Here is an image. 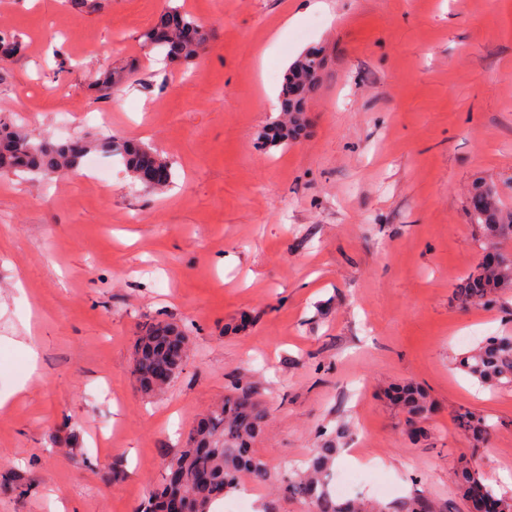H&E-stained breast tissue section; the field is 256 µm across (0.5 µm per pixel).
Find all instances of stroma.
<instances>
[{
    "instance_id": "1",
    "label": "stroma",
    "mask_w": 512,
    "mask_h": 512,
    "mask_svg": "<svg viewBox=\"0 0 512 512\" xmlns=\"http://www.w3.org/2000/svg\"><path fill=\"white\" fill-rule=\"evenodd\" d=\"M328 2L288 28L300 0H0V31L22 41L0 58V116L55 141L136 140L173 164L161 194L102 152L105 181L0 175V473L22 484L0 487V512H136L242 376L268 410L254 448L273 468L344 427L341 447L363 436L389 485L359 495L470 512L463 457L512 492V390L458 367L512 332V292L454 298L483 254L473 186L512 208V0ZM171 7L210 33L191 62L162 64L140 40ZM314 48L304 131L265 145L272 95ZM108 70L122 78L102 96ZM152 319L192 349L147 396L132 356ZM402 382L434 404L427 438L388 396ZM463 408L495 423L483 446L457 426Z\"/></svg>"
}]
</instances>
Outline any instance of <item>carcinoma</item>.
<instances>
[{"instance_id":"cac0c4a2","label":"carcinoma","mask_w":512,"mask_h":512,"mask_svg":"<svg viewBox=\"0 0 512 512\" xmlns=\"http://www.w3.org/2000/svg\"><path fill=\"white\" fill-rule=\"evenodd\" d=\"M170 13L181 19L191 37L185 39L176 34L168 42H156L150 29L144 35L145 41L167 60L196 59L206 40V31L177 8H172ZM318 56L319 53L308 51L286 70L280 117L264 129L262 136L268 145H286L303 129V103L291 97L290 92L300 85L304 97L314 94L319 77L315 67L322 66ZM94 150L119 157L133 179L153 192H162L171 183L172 164L137 142L102 138L55 143L0 124V174L18 171L47 177L72 174L78 171L81 159ZM154 165L165 171V182L152 184L146 179L147 169ZM468 215L482 244L496 246L512 240V210L502 207L495 186L478 183L473 187ZM511 290L512 263L498 270L479 264L456 289V298L462 303L475 299L493 303ZM135 345L138 350L133 352V375L146 395L157 391L151 385V376L159 369H166L172 379L181 372L183 360L177 357L179 347L191 351L187 331L167 320L141 324ZM459 366L485 386L512 389V335L488 338L464 353ZM393 401L413 427L433 409L429 394L417 384L396 387ZM267 418L268 411L258 398L255 384L243 378L235 381L231 393L198 419L184 448L173 457L175 467L169 469L165 484L140 506L139 512H172L170 504L175 500L180 501L181 512H210L212 503L240 489L245 476L258 484L275 486L271 468L253 448ZM457 425L477 444L484 442L494 428L487 416L468 409L457 415ZM340 452L334 440L323 444L308 459L306 468H290L284 473L281 488L288 497L307 504L310 512H389V508L376 501L342 499L331 492L332 466ZM454 474L457 493L470 508L495 505L499 512H512V495L489 484L474 460H458ZM401 512H447V506L413 496L401 504Z\"/></svg>"}]
</instances>
